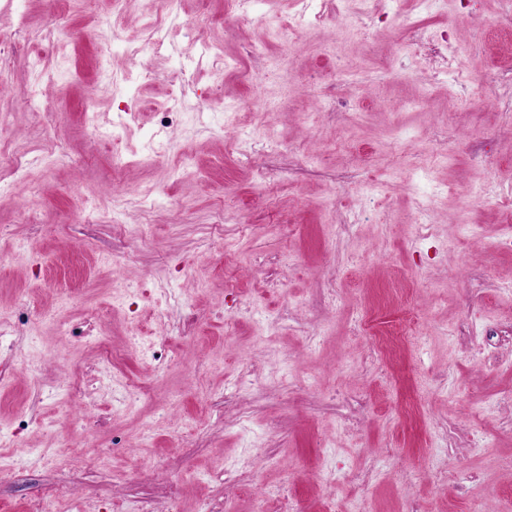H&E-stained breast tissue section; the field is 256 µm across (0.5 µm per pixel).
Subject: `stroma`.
<instances>
[{"instance_id":"obj_1","label":"stroma","mask_w":512,"mask_h":512,"mask_svg":"<svg viewBox=\"0 0 512 512\" xmlns=\"http://www.w3.org/2000/svg\"><path fill=\"white\" fill-rule=\"evenodd\" d=\"M149 8L0 0V512H512V0Z\"/></svg>"}]
</instances>
